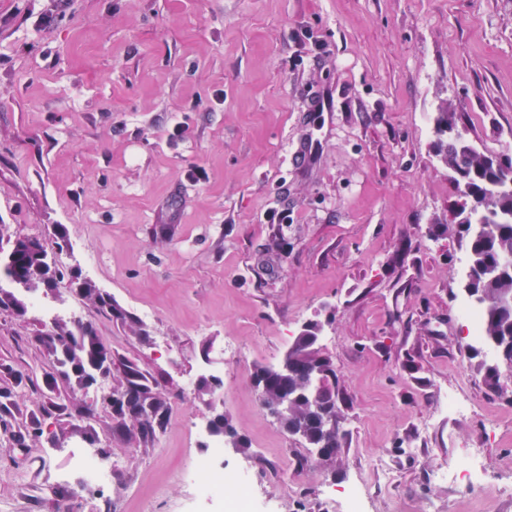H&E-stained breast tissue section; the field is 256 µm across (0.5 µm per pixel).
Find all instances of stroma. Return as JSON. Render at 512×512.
I'll list each match as a JSON object with an SVG mask.
<instances>
[{"instance_id":"35a3bbf8","label":"stroma","mask_w":512,"mask_h":512,"mask_svg":"<svg viewBox=\"0 0 512 512\" xmlns=\"http://www.w3.org/2000/svg\"><path fill=\"white\" fill-rule=\"evenodd\" d=\"M444 104L512 160V0H0V249L40 240L129 317L63 284L46 320L35 291L0 282L28 306L0 308V512H207L180 475L206 451L200 382L219 359L249 445L225 465L279 464L299 485L268 484L258 512H336L327 492L356 480L371 512H460L432 477L460 445L512 512V372L486 387L493 354L456 316L467 253L437 230L463 202L435 149ZM74 319L155 386L151 440L104 401L117 379L51 385L37 338ZM312 321L344 414L333 475L252 384ZM446 388L480 414L435 417ZM83 449L112 483L73 499ZM79 290L82 291L88 301L103 311H106L109 316H113L122 322L127 319L122 309L112 302V297L101 295L97 293L94 288L87 285L82 286Z\"/></svg>"}]
</instances>
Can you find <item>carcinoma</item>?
<instances>
[{"label": "carcinoma", "instance_id": "cac0c4a2", "mask_svg": "<svg viewBox=\"0 0 512 512\" xmlns=\"http://www.w3.org/2000/svg\"><path fill=\"white\" fill-rule=\"evenodd\" d=\"M457 128L455 113L443 108L438 113L436 130L441 139L437 155L452 173L451 180L465 203L455 214L456 223L442 229L465 239L471 279L470 297L479 304L482 315V341L496 348L504 347L512 362V268L502 261L512 260V161L486 151H479L463 137L446 138L445 131ZM43 248L30 238H17L0 260V273L18 279L28 289L55 286L74 275L49 266L41 257ZM86 299L109 316L126 320V315L112 297L84 285ZM48 356L58 366V376L68 386H88L93 373L112 367V348L92 326L80 320L70 328L38 338ZM122 384L134 395L140 408L120 405L116 416L136 426L142 435L155 433L151 419L163 408L139 367L125 361L120 364ZM260 398L280 425L301 438L310 448L342 447V435L325 436L330 420H344L338 406L336 368L319 345L318 328L307 326L294 337L280 363L258 365L253 375Z\"/></svg>", "mask_w": 512, "mask_h": 512}]
</instances>
